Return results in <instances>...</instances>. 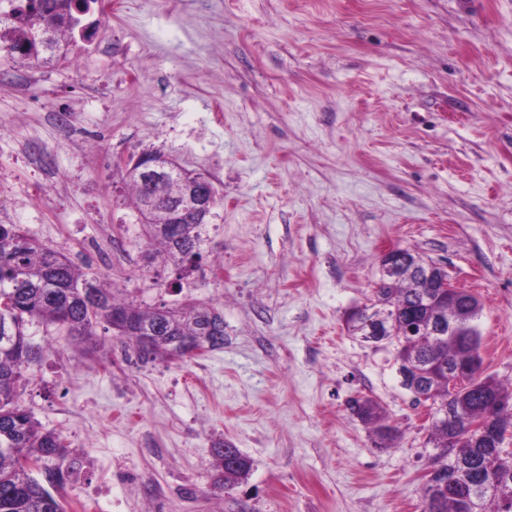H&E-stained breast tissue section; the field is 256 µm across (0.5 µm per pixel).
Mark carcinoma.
I'll use <instances>...</instances> for the list:
<instances>
[{"label":"carcinoma","instance_id":"carcinoma-1","mask_svg":"<svg viewBox=\"0 0 512 512\" xmlns=\"http://www.w3.org/2000/svg\"><path fill=\"white\" fill-rule=\"evenodd\" d=\"M92 0H0V41L8 51L24 60L38 61L54 44V35L74 37L82 22L81 13ZM198 224H176L170 234L156 225H145L148 250H158L178 265L201 257ZM458 309L456 326L440 336H417L407 327L422 320L433 310V302L423 288L418 273L394 278L382 276L373 288L369 303L355 309L348 317V329L367 342L366 321L379 312L390 320V335L372 341L375 346L393 347L395 361L401 368L402 386L420 405L417 395L426 392L432 400V430L428 444L433 481L422 488V512H512V451L494 441L479 438L468 425L493 415L495 422L512 426V414L494 402L512 400V383L504 384L482 371V333L477 319L482 311L472 293L456 289ZM131 313L139 323L152 325L157 308L133 306L117 296L116 289L104 287L89 278L67 256L29 236L17 224H0V512H66L65 501L56 489L67 482L64 466L67 455L61 437L45 431L32 412L16 398V387L24 372L38 361L40 350L26 332L31 320H40L66 328L73 336L90 338L95 327H112V316ZM167 333L151 342L137 334L132 326L121 337L135 343L143 362L184 361L186 356L171 354L172 341L191 339L210 350L224 347V336L205 335L201 319L219 310L205 304L192 308L169 309ZM423 368L438 366L470 367L468 387L456 393L448 391V377L415 379L408 365ZM452 414L444 422L443 409ZM349 414L372 434L376 446L394 448L400 439L399 428L386 417L381 405L363 395L347 402ZM456 437L448 445V437ZM217 474L214 488L228 494L246 478L251 460L239 449L214 447ZM58 460L45 479L36 476L46 460ZM455 473V486L448 487V470ZM485 478L504 497L479 500L469 497V485Z\"/></svg>","mask_w":512,"mask_h":512}]
</instances>
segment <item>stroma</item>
Masks as SVG:
<instances>
[{
    "label": "stroma",
    "mask_w": 512,
    "mask_h": 512,
    "mask_svg": "<svg viewBox=\"0 0 512 512\" xmlns=\"http://www.w3.org/2000/svg\"><path fill=\"white\" fill-rule=\"evenodd\" d=\"M87 41L0 48V224L148 307L206 303L224 347L141 362L32 322L17 395L74 470L67 512H420L433 453L389 350L352 336L379 257L446 265L512 380V0H113ZM73 117L68 130L51 116ZM158 149L218 192L186 271L145 261L116 156ZM120 241L102 264L93 241ZM402 431L375 448L346 409ZM248 456L214 490L213 447ZM349 414L358 419L372 434L379 448H395L400 439L399 428L386 417L381 405L363 395L347 402Z\"/></svg>",
    "instance_id": "1"
}]
</instances>
